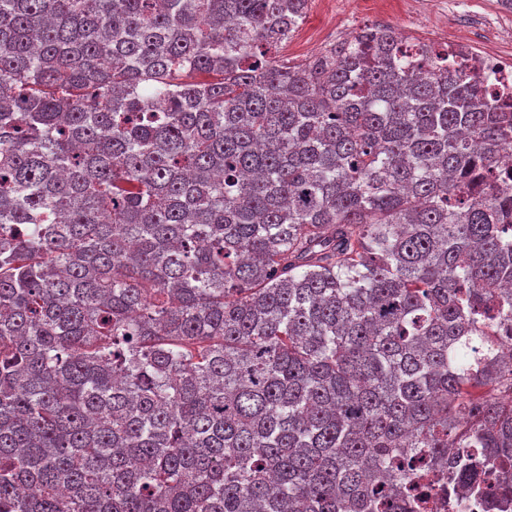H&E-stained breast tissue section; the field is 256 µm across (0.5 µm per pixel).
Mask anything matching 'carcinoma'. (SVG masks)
<instances>
[{
  "label": "carcinoma",
  "instance_id": "obj_1",
  "mask_svg": "<svg viewBox=\"0 0 512 512\" xmlns=\"http://www.w3.org/2000/svg\"><path fill=\"white\" fill-rule=\"evenodd\" d=\"M308 0H0V512L512 503V101ZM422 494L426 502L424 509L416 512H483L498 511L486 509L484 505L477 503L475 498L454 499L448 497L447 488L442 490L438 484L431 483L422 489ZM456 505V506H454Z\"/></svg>",
  "mask_w": 512,
  "mask_h": 512
}]
</instances>
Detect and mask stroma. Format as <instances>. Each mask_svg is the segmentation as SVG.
<instances>
[{"instance_id": "obj_1", "label": "stroma", "mask_w": 512, "mask_h": 512, "mask_svg": "<svg viewBox=\"0 0 512 512\" xmlns=\"http://www.w3.org/2000/svg\"><path fill=\"white\" fill-rule=\"evenodd\" d=\"M439 0H310L303 23L282 45L279 57L293 65L309 63L331 45L367 24L391 26L404 36L444 46L466 36L473 50L512 52V0H464L450 13Z\"/></svg>"}]
</instances>
